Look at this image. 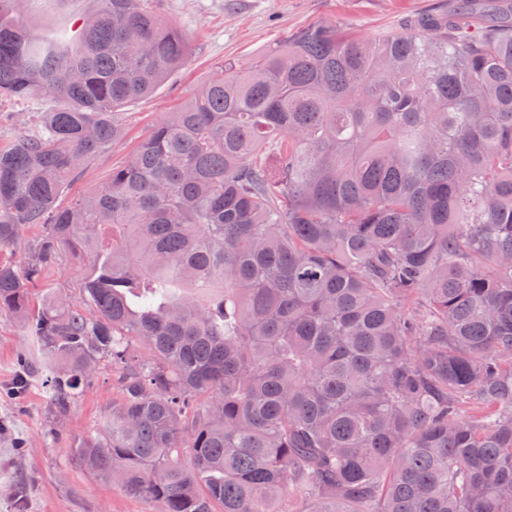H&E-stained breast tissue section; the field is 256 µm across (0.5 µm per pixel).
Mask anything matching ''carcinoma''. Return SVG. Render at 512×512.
Returning a JSON list of instances; mask_svg holds the SVG:
<instances>
[{"mask_svg":"<svg viewBox=\"0 0 512 512\" xmlns=\"http://www.w3.org/2000/svg\"><path fill=\"white\" fill-rule=\"evenodd\" d=\"M25 3L0 0V101L67 105L0 148V252L44 228L0 311L59 415L118 369L76 462L162 512H512V0L224 63L67 207L189 39L144 0L74 36ZM83 265L72 253L64 250L59 255L56 265L51 269L46 280L68 300L79 301V288L76 287L83 277Z\"/></svg>","mask_w":512,"mask_h":512,"instance_id":"1","label":"carcinoma"}]
</instances>
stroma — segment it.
<instances>
[{
    "label": "stroma",
    "mask_w": 512,
    "mask_h": 512,
    "mask_svg": "<svg viewBox=\"0 0 512 512\" xmlns=\"http://www.w3.org/2000/svg\"><path fill=\"white\" fill-rule=\"evenodd\" d=\"M440 0H149L163 21L185 32L190 56L149 98L126 109L125 136L90 159L71 181L73 200L100 186L125 161L148 129L178 109L188 94L226 60L248 62L286 35L314 24L339 27L368 40L406 15ZM91 0H29L27 14L40 30L75 24ZM56 100L0 101V147L34 129L38 113ZM43 354L13 314L0 312V512H159V504L128 496L79 467L73 447L98 434L119 398L111 362L86 379L68 414L54 416L43 397ZM29 384L17 387L19 375Z\"/></svg>",
    "instance_id": "stroma-1"
}]
</instances>
